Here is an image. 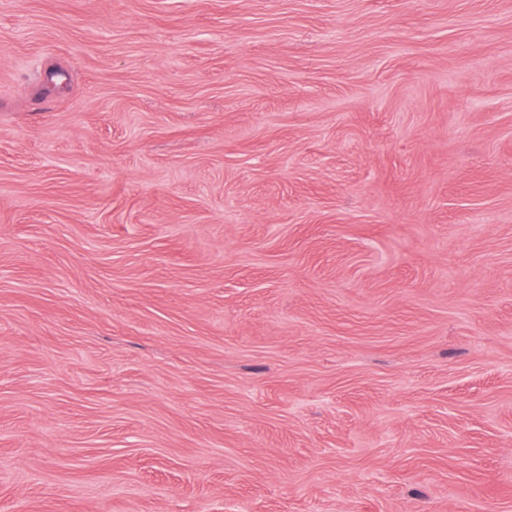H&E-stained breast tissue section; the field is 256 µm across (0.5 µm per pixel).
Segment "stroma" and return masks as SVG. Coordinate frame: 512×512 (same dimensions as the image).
Listing matches in <instances>:
<instances>
[{
  "label": "stroma",
  "mask_w": 512,
  "mask_h": 512,
  "mask_svg": "<svg viewBox=\"0 0 512 512\" xmlns=\"http://www.w3.org/2000/svg\"><path fill=\"white\" fill-rule=\"evenodd\" d=\"M0 512H512V0H0Z\"/></svg>",
  "instance_id": "35a3bbf8"
}]
</instances>
